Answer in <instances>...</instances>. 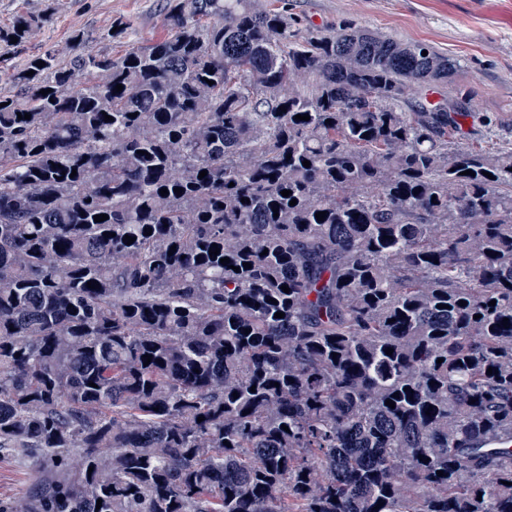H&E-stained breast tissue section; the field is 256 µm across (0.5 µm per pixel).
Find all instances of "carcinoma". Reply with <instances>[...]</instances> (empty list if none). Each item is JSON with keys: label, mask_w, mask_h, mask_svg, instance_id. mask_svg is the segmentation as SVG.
Returning <instances> with one entry per match:
<instances>
[{"label": "carcinoma", "mask_w": 512, "mask_h": 512, "mask_svg": "<svg viewBox=\"0 0 512 512\" xmlns=\"http://www.w3.org/2000/svg\"><path fill=\"white\" fill-rule=\"evenodd\" d=\"M164 2L0 28V512H512V149L422 97L458 60ZM162 3V0H54L51 23L35 30L25 48L33 52L41 45L52 44L67 57L71 52L72 31L81 29L97 37L118 16L131 21L138 43L148 44L164 35ZM38 474L29 463H20L14 457L0 456V502H9L29 491Z\"/></svg>", "instance_id": "1"}]
</instances>
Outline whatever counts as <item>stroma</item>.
Returning <instances> with one entry per match:
<instances>
[{
  "label": "stroma",
  "mask_w": 512,
  "mask_h": 512,
  "mask_svg": "<svg viewBox=\"0 0 512 512\" xmlns=\"http://www.w3.org/2000/svg\"><path fill=\"white\" fill-rule=\"evenodd\" d=\"M267 8L287 6L304 23L331 30L353 21L401 40L426 41L458 59L452 83L429 91L430 102L448 96L470 97L477 117L466 118L459 132L463 142L486 150L512 147V0H258ZM129 19L138 43L164 34L162 0H54V16L34 31L27 51L52 44L69 55L72 31L96 36L115 17ZM493 116L492 125L480 115ZM38 475L33 466L0 456V502L29 491Z\"/></svg>",
  "instance_id": "1"
}]
</instances>
